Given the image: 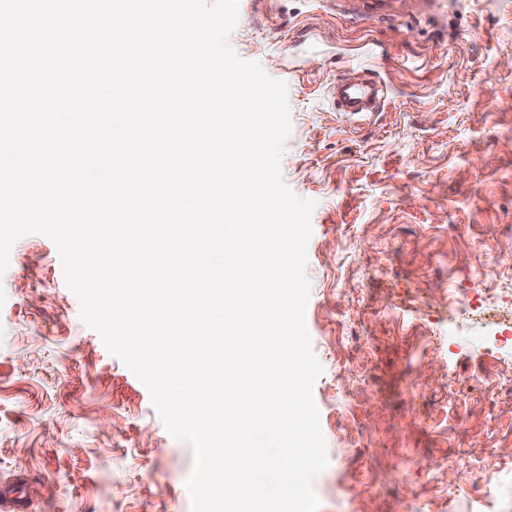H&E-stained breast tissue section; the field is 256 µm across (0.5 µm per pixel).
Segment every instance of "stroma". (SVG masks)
<instances>
[{
  "instance_id": "obj_1",
  "label": "stroma",
  "mask_w": 512,
  "mask_h": 512,
  "mask_svg": "<svg viewBox=\"0 0 512 512\" xmlns=\"http://www.w3.org/2000/svg\"><path fill=\"white\" fill-rule=\"evenodd\" d=\"M238 14L229 45L288 86L283 179L317 203L318 512H512V347L498 341L512 326V0H440L390 24H350L322 0H239ZM364 59L388 87L382 110L333 111L331 82ZM0 289V484L24 476L27 512H190L192 450L81 321L54 242L20 238Z\"/></svg>"
}]
</instances>
